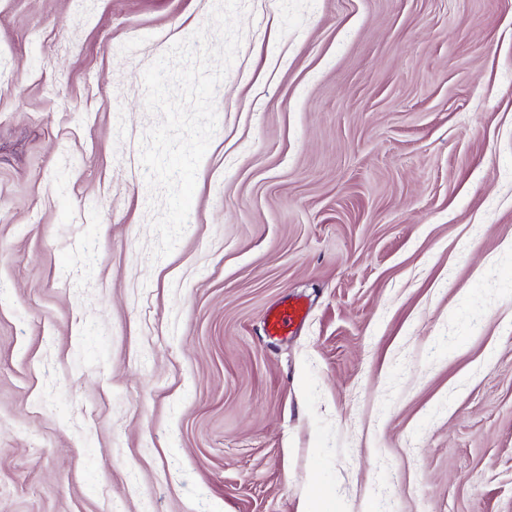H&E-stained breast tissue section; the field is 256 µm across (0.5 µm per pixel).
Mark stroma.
Here are the masks:
<instances>
[{
    "mask_svg": "<svg viewBox=\"0 0 512 512\" xmlns=\"http://www.w3.org/2000/svg\"><path fill=\"white\" fill-rule=\"evenodd\" d=\"M215 3L0 0V512H512V0H240L158 257ZM306 316L303 305L297 301L282 302L271 307L267 313L265 328L267 336H282L292 326L301 323Z\"/></svg>",
    "mask_w": 512,
    "mask_h": 512,
    "instance_id": "obj_1",
    "label": "stroma"
}]
</instances>
